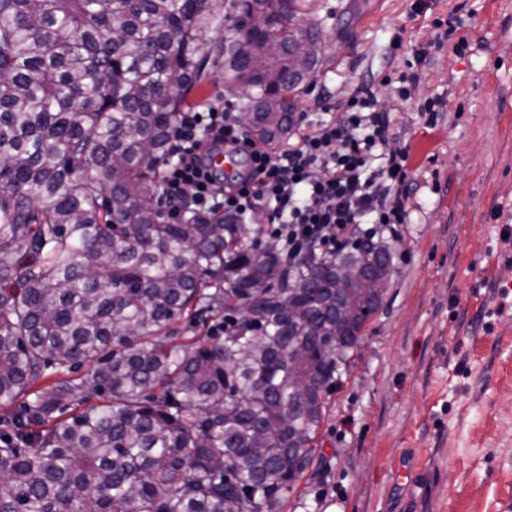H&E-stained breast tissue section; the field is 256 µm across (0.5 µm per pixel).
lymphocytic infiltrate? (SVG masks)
Returning <instances> with one entry per match:
<instances>
[{
	"instance_id": "f902f5d3",
	"label": "lymphocytic infiltrate",
	"mask_w": 512,
	"mask_h": 512,
	"mask_svg": "<svg viewBox=\"0 0 512 512\" xmlns=\"http://www.w3.org/2000/svg\"><path fill=\"white\" fill-rule=\"evenodd\" d=\"M390 125L368 86L337 104L330 120L299 124L278 150L253 140L231 105L215 101L182 113L159 182L162 218L177 224L220 215L228 224H257L293 258L384 238L406 223L413 192L409 149L389 148ZM218 147L248 162L232 183L210 165Z\"/></svg>"
}]
</instances>
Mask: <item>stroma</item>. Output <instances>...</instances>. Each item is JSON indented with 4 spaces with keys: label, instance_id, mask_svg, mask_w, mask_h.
<instances>
[{
    "label": "stroma",
    "instance_id": "1",
    "mask_svg": "<svg viewBox=\"0 0 512 512\" xmlns=\"http://www.w3.org/2000/svg\"><path fill=\"white\" fill-rule=\"evenodd\" d=\"M298 8L322 52L293 120L324 119V103L371 86L417 192L384 242L381 304L328 386L317 459L282 512H512V0ZM448 17L461 34L434 27ZM407 70L401 99L381 79ZM428 98L442 102L432 123ZM408 461L421 476L396 488Z\"/></svg>",
    "mask_w": 512,
    "mask_h": 512
}]
</instances>
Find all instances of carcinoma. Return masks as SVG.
Instances as JSON below:
<instances>
[{
  "label": "carcinoma",
  "mask_w": 512,
  "mask_h": 512,
  "mask_svg": "<svg viewBox=\"0 0 512 512\" xmlns=\"http://www.w3.org/2000/svg\"><path fill=\"white\" fill-rule=\"evenodd\" d=\"M234 7L0 0V512H280L311 463L391 264L371 243L292 261L242 224L161 220L211 55L224 90L250 87L261 140L288 132L296 0L245 3L273 18L245 50ZM351 261L380 286L338 301Z\"/></svg>",
  "instance_id": "carcinoma-1"
}]
</instances>
